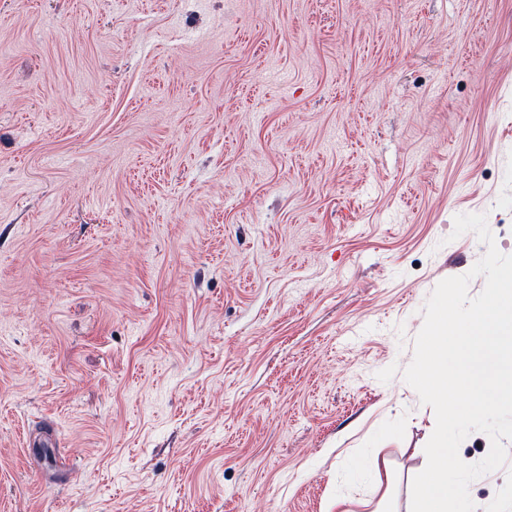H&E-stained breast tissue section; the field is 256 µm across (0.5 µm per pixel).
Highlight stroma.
<instances>
[{
  "label": "stroma",
  "instance_id": "stroma-1",
  "mask_svg": "<svg viewBox=\"0 0 512 512\" xmlns=\"http://www.w3.org/2000/svg\"><path fill=\"white\" fill-rule=\"evenodd\" d=\"M0 46V512H324L379 449L406 512L455 216L512 255V0H0Z\"/></svg>",
  "mask_w": 512,
  "mask_h": 512
}]
</instances>
